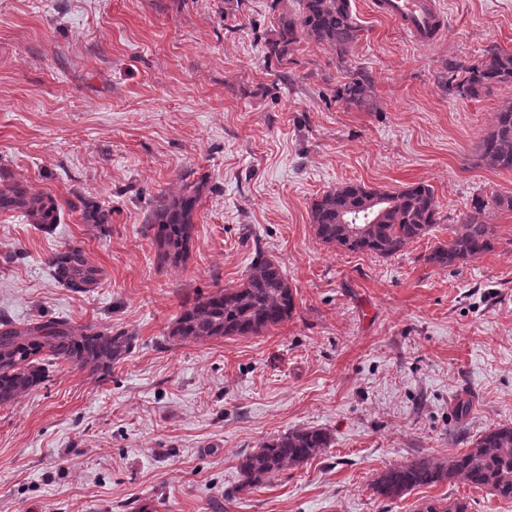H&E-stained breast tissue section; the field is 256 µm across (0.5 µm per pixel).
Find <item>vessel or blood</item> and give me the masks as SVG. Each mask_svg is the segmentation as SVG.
Returning <instances> with one entry per match:
<instances>
[{
    "mask_svg": "<svg viewBox=\"0 0 512 512\" xmlns=\"http://www.w3.org/2000/svg\"><path fill=\"white\" fill-rule=\"evenodd\" d=\"M373 7L423 46L437 42L445 30L443 16L433 0H374Z\"/></svg>",
    "mask_w": 512,
    "mask_h": 512,
    "instance_id": "vessel-or-blood-1",
    "label": "vessel or blood"
}]
</instances>
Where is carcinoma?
Instances as JSON below:
<instances>
[{
    "mask_svg": "<svg viewBox=\"0 0 512 512\" xmlns=\"http://www.w3.org/2000/svg\"><path fill=\"white\" fill-rule=\"evenodd\" d=\"M300 2L298 17L286 12L279 15L277 39L268 43L267 56L281 62L306 37L345 58L360 33L351 0ZM504 83H512V52L491 48L481 61L465 68L459 90L476 98ZM371 92V81L357 76L336 88V99L362 106ZM476 153L483 164L512 171V105L496 112L493 128L479 142ZM199 196L198 188L186 185L178 193H162L154 201L147 231L152 233L159 264L178 266L189 256ZM66 208L75 210L77 205L34 193L11 172L0 170V212H19L29 223L46 227L60 223ZM344 212L359 216L368 213L376 222L365 235L349 237L340 222ZM110 214L94 206L85 208L82 218L90 224H107ZM481 214V205H475L448 245L435 248L427 261L455 266L490 251L492 228L483 223ZM437 223L439 204L433 188L425 183L396 191L345 184L324 193L311 209V224L319 241L384 258L399 254ZM48 266L55 280L74 292H86L100 281V270L89 264L80 248L54 253ZM294 309L295 294L281 267L259 255L237 287L218 288L186 299L169 336L184 342L258 336L288 320ZM133 341L128 333L112 334L93 325L76 331L64 320L23 327L0 321V406L11 404L43 383L46 365L51 362L109 373L112 365L129 352ZM330 445V433L319 428L297 429L273 438L241 458L238 490L260 487L278 474L314 459ZM456 479L512 501V424L485 430L471 440L470 448L446 460L422 457L391 466L376 477L372 490L378 497L393 500L418 487ZM421 512H468V505L458 499H440L423 504Z\"/></svg>",
    "mask_w": 512,
    "mask_h": 512,
    "instance_id": "obj_1",
    "label": "carcinoma"
}]
</instances>
